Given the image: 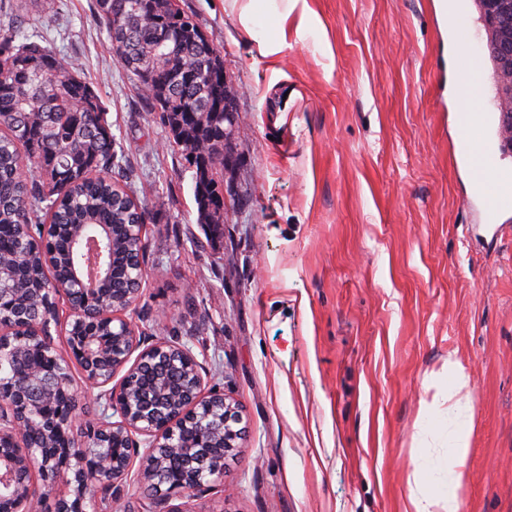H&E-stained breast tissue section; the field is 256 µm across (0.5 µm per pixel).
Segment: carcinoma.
Instances as JSON below:
<instances>
[{"mask_svg": "<svg viewBox=\"0 0 512 512\" xmlns=\"http://www.w3.org/2000/svg\"><path fill=\"white\" fill-rule=\"evenodd\" d=\"M28 0H11V22L0 27V292L6 310L29 307L39 319L44 289L67 274L71 244L89 226L108 224L111 276L98 286L107 305L121 288H140L141 239L124 225L144 224L145 208L129 196L112 170L120 167L112 125L100 98L74 62H64L25 31ZM96 22L110 50L146 92L149 111L161 113L170 142L195 168L197 222L212 239L224 238V58L176 0H96ZM494 107L501 102L496 29L485 27ZM51 217L46 247L40 224ZM34 439L64 448L69 433L48 420Z\"/></svg>", "mask_w": 512, "mask_h": 512, "instance_id": "cac0c4a2", "label": "carcinoma"}]
</instances>
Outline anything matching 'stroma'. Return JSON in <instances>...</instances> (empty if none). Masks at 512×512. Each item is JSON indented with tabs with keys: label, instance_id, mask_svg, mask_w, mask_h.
I'll use <instances>...</instances> for the list:
<instances>
[{
	"label": "stroma",
	"instance_id": "35a3bbf8",
	"mask_svg": "<svg viewBox=\"0 0 512 512\" xmlns=\"http://www.w3.org/2000/svg\"><path fill=\"white\" fill-rule=\"evenodd\" d=\"M225 0H179L224 57L236 94V166L224 240L197 222L193 167L109 48L95 0H55L27 32L78 62L99 94L149 220L145 277L125 314L190 348L238 404L243 435L223 485L124 491L135 512H412L444 490L471 432L460 512H512V210L492 236L454 150L464 43L435 0H307L316 26L273 57ZM457 359L470 385L425 409Z\"/></svg>",
	"mask_w": 512,
	"mask_h": 512
}]
</instances>
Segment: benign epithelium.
I'll return each instance as SVG.
<instances>
[{"instance_id":"obj_1","label":"benign epithelium","mask_w":512,"mask_h":512,"mask_svg":"<svg viewBox=\"0 0 512 512\" xmlns=\"http://www.w3.org/2000/svg\"><path fill=\"white\" fill-rule=\"evenodd\" d=\"M97 284L94 279L77 275L53 282L49 297L57 303L69 298L70 289L81 291V303L70 308L64 325L65 343H79L81 353L76 364L83 371L84 382L100 389L97 398L106 399L116 420L102 421L94 428L93 435L102 450L93 462H87L86 444L73 440L67 448V461L59 463L47 449L27 439L30 416L59 387L62 396L54 425L68 430L83 427L87 415L78 410L81 391L74 387L68 368L47 373L33 359L15 373L9 380L8 400H0V490H12L9 512H42L43 505L50 501L55 503V512H82V503L92 488L112 491V499L118 503L136 463L142 478L152 482L164 462L184 461L180 480L169 488L171 492L184 493L203 486L200 474L206 467L211 482L222 483L224 466L212 464L210 459L221 450L224 457L232 456L236 441L241 438V419L236 407L225 395L206 389L192 351L169 341L143 346L121 312L92 307ZM103 320L112 323L110 339L95 335L92 329L83 336L70 334L76 322L89 326ZM25 330H34L44 337L35 356L56 351L52 337L34 325L29 312L17 311L11 316L0 315V356L14 350ZM151 361L183 365L192 376L189 388L175 396L162 384L133 394L130 376ZM117 376L120 380L115 384ZM216 401L222 406L221 416L205 429L207 438L197 440L194 456L185 458L186 449L175 440L176 427L191 421L200 409L213 407ZM109 439L114 443L127 442L129 447L108 450L105 442Z\"/></svg>"}]
</instances>
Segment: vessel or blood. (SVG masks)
<instances>
[{
	"label": "vessel or blood",
	"mask_w": 512,
	"mask_h": 512,
	"mask_svg": "<svg viewBox=\"0 0 512 512\" xmlns=\"http://www.w3.org/2000/svg\"><path fill=\"white\" fill-rule=\"evenodd\" d=\"M456 150L468 165L478 195L485 201L486 224L495 225L512 206V170L499 167L496 149L503 144V129L492 112H460L456 115Z\"/></svg>",
	"instance_id": "obj_1"
}]
</instances>
